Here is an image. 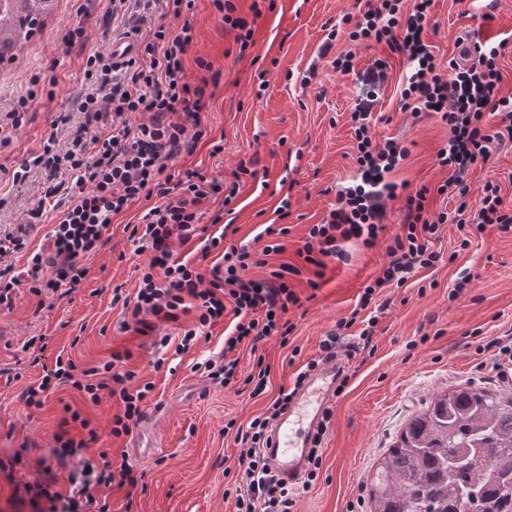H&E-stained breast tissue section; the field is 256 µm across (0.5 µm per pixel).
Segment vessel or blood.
Listing matches in <instances>:
<instances>
[{
  "label": "vessel or blood",
  "mask_w": 512,
  "mask_h": 512,
  "mask_svg": "<svg viewBox=\"0 0 512 512\" xmlns=\"http://www.w3.org/2000/svg\"><path fill=\"white\" fill-rule=\"evenodd\" d=\"M343 371L335 358L309 371L272 426L271 445L264 454L272 472L288 484H297L304 472L313 434L335 398L336 379Z\"/></svg>",
  "instance_id": "b4317fda"
}]
</instances>
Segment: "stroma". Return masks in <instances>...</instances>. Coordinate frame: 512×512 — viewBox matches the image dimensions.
Here are the masks:
<instances>
[{
  "label": "stroma",
  "instance_id": "1",
  "mask_svg": "<svg viewBox=\"0 0 512 512\" xmlns=\"http://www.w3.org/2000/svg\"><path fill=\"white\" fill-rule=\"evenodd\" d=\"M234 3L253 30L254 43L244 50L235 41L236 30L225 27L214 0H196L186 20L156 14L152 22L175 31L190 26L185 79L193 86L207 81L210 93L201 114L206 136L193 154L170 162L168 170L196 169L237 185L231 215L235 231L225 245L261 252L271 242L263 233L265 225L284 222L285 252L266 256L264 265L244 273L264 281L280 263H297L295 251L309 227L327 214L336 189L351 184L357 169L350 123L358 91L354 74L387 49L339 36L337 49L355 55V71L347 76L332 72L320 59L319 48L331 26L345 13L358 12L360 0ZM433 21L426 40L443 65L458 57L461 32L482 29L486 42L503 43L500 89L512 97V0H498L486 12L467 9L462 0H435ZM77 26L85 30L81 52L66 47L69 31ZM122 33L123 20L113 17L111 0H89L84 10L77 0H55L40 29L16 48L14 58L0 61V114L16 109L21 98L29 100L21 126L6 129L9 141L0 144V226L25 223L38 196L39 172L16 183L14 171L41 153L48 138L67 141L72 125L80 121L74 100L86 89L85 53L110 52ZM200 58L210 62V70L197 66ZM314 63L318 77L303 85ZM391 65L371 133L380 143L399 140L409 151L390 181L435 190L448 178L436 162L448 127L439 116L419 120L401 110L398 82L407 62L395 55ZM217 142L224 150L215 156L211 149ZM253 157L259 161L257 175L240 173L239 163ZM490 174L501 187L503 210L512 209V141L497 146L492 172L477 168L470 173L471 200L480 198ZM285 198L290 207L282 219L276 210ZM402 206L399 199L388 203V224L374 247L349 240L344 244L347 261L329 264L315 285L307 283L314 278L309 267L294 280L301 302L288 308L295 329L287 345L271 337L254 352L237 348L239 377L252 373L256 357L269 366L266 390L257 397L213 385L195 369L196 363L223 350L235 320L232 311L204 328L182 354L173 347L155 350L152 335L120 331L122 308L112 305L111 290L120 284L126 294H135L141 268L149 261L148 255L135 254L126 231L146 211V201L132 202L113 216L107 245L88 260L91 277L68 296H36L20 286L12 306L0 308V459L21 456L13 468L0 472V512H15L16 489L50 474L57 476L59 490H67L68 470L51 450L70 408L87 418L98 435L86 458L107 452L113 460L127 459L141 477L139 486L108 490L110 512H233L224 491L239 477L241 447L226 424L248 425L266 412L280 389L292 388L304 364L319 358L324 336L349 317L364 286L381 275L386 245L401 231ZM432 248L440 253L435 267L416 270L402 287L381 289L379 297L388 306L370 344L355 336L342 340L339 351L347 360L348 383L335 398L319 449L320 467L312 485L299 489L296 512H370L371 476L409 421L436 394L468 385L512 395V377L501 378L493 370L486 349L494 338L512 335V232L447 223L440 225ZM464 275L470 283L463 294L452 296ZM33 336L49 339L42 355L24 346ZM60 353L82 369L120 356L122 365L135 373L134 385L152 383L146 406L161 407V414L149 423L137 421L130 435L116 439L110 429L120 405L109 396L95 404L62 385L48 391L42 407L26 406L21 392ZM139 434L152 438L149 453L131 448L132 437Z\"/></svg>",
  "mask_w": 512,
  "mask_h": 512
}]
</instances>
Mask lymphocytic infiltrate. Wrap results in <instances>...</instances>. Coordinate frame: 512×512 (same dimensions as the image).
Wrapping results in <instances>:
<instances>
[{
  "instance_id": "1",
  "label": "lymphocytic infiltrate",
  "mask_w": 512,
  "mask_h": 512,
  "mask_svg": "<svg viewBox=\"0 0 512 512\" xmlns=\"http://www.w3.org/2000/svg\"><path fill=\"white\" fill-rule=\"evenodd\" d=\"M434 0H366L364 10L347 14L349 39L359 45L383 44L391 52L403 55L407 71L401 87V108L413 115L434 113L448 124V142L437 153V163L448 169L449 177L437 189L452 196L453 212H432L427 188L405 197L401 234L386 247L388 261L381 276L365 286L358 310L337 321L320 344L323 357L336 356L341 333L360 326V338L373 333L382 312L376 298L382 288L402 286L417 268H429L439 259L430 241L441 224L470 221L477 227L488 225L512 228V211L502 210L500 186L486 180L478 204L469 200L467 175L474 167L491 168L493 146L512 139V97L501 95L499 85L500 49L495 45L475 44L467 51L466 64L449 61L440 68L424 33L433 15ZM139 23L128 25L126 37L135 39L137 52L119 57L109 53L89 54L84 76L88 90L81 97L78 111L84 120L70 134L64 146L48 139L41 154L31 164L16 170L13 178L24 181L32 168L44 173L40 198L29 212L40 218L46 207L58 212L51 232L52 250L36 252L28 260L25 274H16L10 259L27 248L25 225L0 228V306L13 303V294L21 281H29L31 293L71 292L89 274L88 258L103 244V237L114 215L125 210L130 201L156 198L140 222L129 225V238L136 253H149L142 270L135 301L122 297L121 287L112 290L113 302L123 306L122 327L139 333L154 329L156 322L176 324L183 316L195 314L197 323L185 330L180 349H187L201 328L213 325L232 309L237 322L224 339L223 355L203 362L202 369L213 384L229 386L237 380V360L228 354L239 345L257 347L266 338L287 340L294 326L287 321L289 306L300 298L287 282L300 275V266L284 263L271 282L244 279L251 264V253L244 247L225 249L222 264L201 271L191 261H176L173 243L187 244L204 239L206 248L220 247L221 237H207L204 219L221 221V214H209L211 201L229 206L235 188L207 178L196 170L183 177L166 173L168 160L192 152L206 130L200 114L206 108V84L190 85L184 79V56L191 41L189 27L171 33L165 26L154 27L141 37ZM339 34L331 29L321 46V55L330 56L334 72L355 74L360 83L351 122L356 140L359 175L354 185L338 190L336 201L321 223L312 225L298 249L303 263L324 270L329 262L346 260L345 241L361 240L374 246L386 229L387 203L396 199L398 185L384 176L400 166L408 151L396 141L382 143L370 134L372 112L389 78L390 64L375 59L363 72H355L351 52H334ZM182 120H174V113ZM499 118L497 127L486 124V113ZM368 317H361V310ZM132 372L120 371L114 361L77 370L73 361L56 358L51 373L40 383L27 386L22 398L29 407H41L45 394L61 384H71L92 402L101 392L118 397L121 412L112 418L111 436L129 434L131 422L143 414L146 387L125 388ZM290 393L280 392L267 416L253 418L237 429L241 445L238 465L242 483L235 488V512H293L296 489L271 473L263 454L270 443L271 422L288 407ZM132 469L114 466L107 453L91 468L71 470L68 492L56 491L55 480L36 484L28 502L34 512H88L96 506L95 491L112 485L135 484Z\"/></svg>"
}]
</instances>
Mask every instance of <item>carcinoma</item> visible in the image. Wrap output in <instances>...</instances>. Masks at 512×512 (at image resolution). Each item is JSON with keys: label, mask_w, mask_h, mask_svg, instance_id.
<instances>
[{"label": "carcinoma", "mask_w": 512, "mask_h": 512, "mask_svg": "<svg viewBox=\"0 0 512 512\" xmlns=\"http://www.w3.org/2000/svg\"><path fill=\"white\" fill-rule=\"evenodd\" d=\"M44 0H0V59L44 15ZM372 512H512V396L438 394L382 458Z\"/></svg>", "instance_id": "obj_1"}]
</instances>
